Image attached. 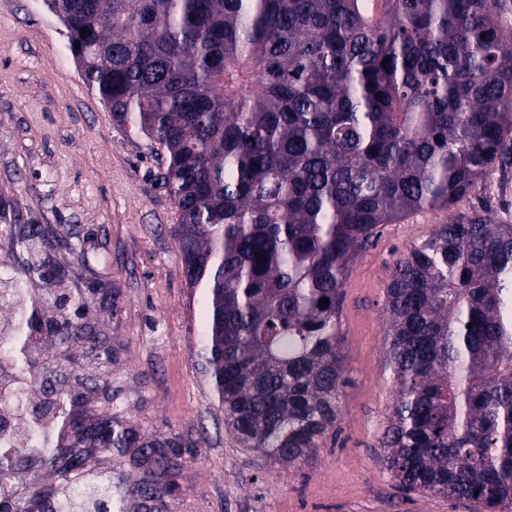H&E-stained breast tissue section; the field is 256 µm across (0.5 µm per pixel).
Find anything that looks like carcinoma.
I'll return each instance as SVG.
<instances>
[{"instance_id": "cac0c4a2", "label": "carcinoma", "mask_w": 512, "mask_h": 512, "mask_svg": "<svg viewBox=\"0 0 512 512\" xmlns=\"http://www.w3.org/2000/svg\"><path fill=\"white\" fill-rule=\"evenodd\" d=\"M381 2L46 0L105 109L166 152L181 265L206 292L204 376L237 442L276 463L336 429L357 251L453 207L512 134L499 0ZM385 312L394 478L512 512V224L435 225L389 269ZM104 429L108 449L136 442L122 418ZM60 454L39 462L63 476ZM42 496L116 507L110 478Z\"/></svg>"}]
</instances>
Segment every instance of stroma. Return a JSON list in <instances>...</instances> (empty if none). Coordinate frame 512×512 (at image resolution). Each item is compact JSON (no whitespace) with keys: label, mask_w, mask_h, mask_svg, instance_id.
<instances>
[{"label":"stroma","mask_w":512,"mask_h":512,"mask_svg":"<svg viewBox=\"0 0 512 512\" xmlns=\"http://www.w3.org/2000/svg\"><path fill=\"white\" fill-rule=\"evenodd\" d=\"M165 153L119 125L85 84L66 30L44 0H0V265L37 304L66 296L71 323L102 340L96 351L46 343L61 359L73 424L68 445L106 414L158 445L94 447L73 482L112 479L122 512H474L472 503L403 490L379 439L394 401L386 367L384 292L405 248L448 219L491 213L512 224V156L452 208L383 224L343 287L347 379L336 432L293 467L243 448L204 374L205 297L190 287L173 233L178 213L162 186ZM54 236L27 271L17 241L29 226ZM154 494L141 500L131 485Z\"/></svg>","instance_id":"obj_1"}]
</instances>
